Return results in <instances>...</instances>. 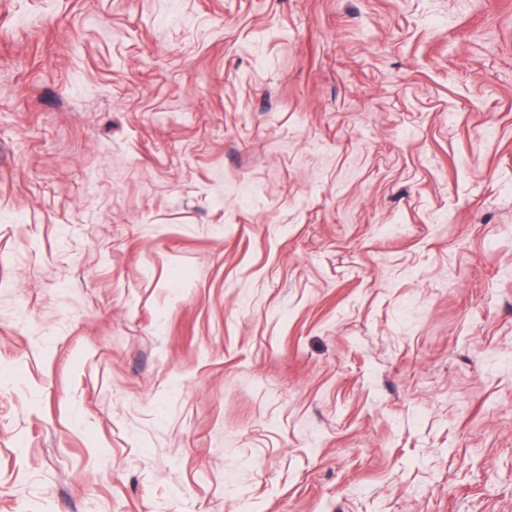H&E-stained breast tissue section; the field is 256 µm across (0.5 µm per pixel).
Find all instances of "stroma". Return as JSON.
I'll return each mask as SVG.
<instances>
[{
	"mask_svg": "<svg viewBox=\"0 0 512 512\" xmlns=\"http://www.w3.org/2000/svg\"><path fill=\"white\" fill-rule=\"evenodd\" d=\"M0 512H512V0H0Z\"/></svg>",
	"mask_w": 512,
	"mask_h": 512,
	"instance_id": "obj_1",
	"label": "stroma"
}]
</instances>
